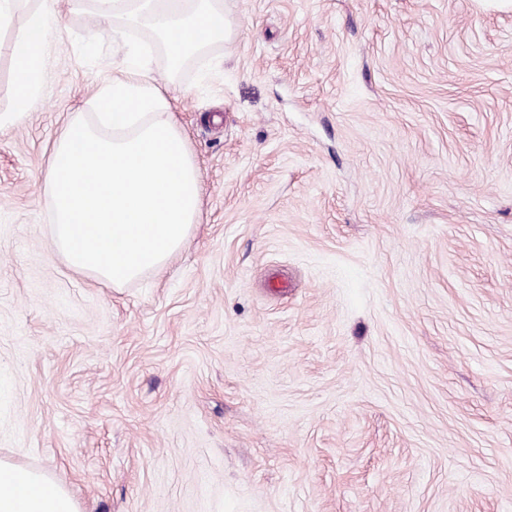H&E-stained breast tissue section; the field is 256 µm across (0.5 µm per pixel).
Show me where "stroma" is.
<instances>
[{"label": "stroma", "instance_id": "stroma-1", "mask_svg": "<svg viewBox=\"0 0 512 512\" xmlns=\"http://www.w3.org/2000/svg\"><path fill=\"white\" fill-rule=\"evenodd\" d=\"M221 4L206 62L148 64L197 222L112 288L52 252L47 174L127 49L58 0L0 131V459L82 512H512V0Z\"/></svg>", "mask_w": 512, "mask_h": 512}]
</instances>
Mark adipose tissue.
<instances>
[{
	"instance_id": "1",
	"label": "adipose tissue",
	"mask_w": 512,
	"mask_h": 512,
	"mask_svg": "<svg viewBox=\"0 0 512 512\" xmlns=\"http://www.w3.org/2000/svg\"><path fill=\"white\" fill-rule=\"evenodd\" d=\"M60 23L56 0H41L28 13L25 32L12 51L14 109L0 114V127L15 123L41 93L50 37ZM0 512H81V507L58 479L0 459Z\"/></svg>"
}]
</instances>
